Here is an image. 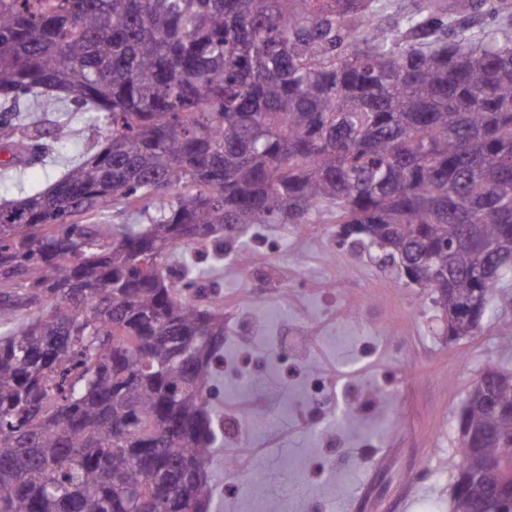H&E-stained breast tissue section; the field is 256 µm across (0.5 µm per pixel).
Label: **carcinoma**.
I'll list each match as a JSON object with an SVG mask.
<instances>
[{
  "label": "carcinoma",
  "mask_w": 512,
  "mask_h": 512,
  "mask_svg": "<svg viewBox=\"0 0 512 512\" xmlns=\"http://www.w3.org/2000/svg\"><path fill=\"white\" fill-rule=\"evenodd\" d=\"M0 0V97L103 117L59 178L0 205V512H207L222 447L221 298L178 249L326 208L336 244L423 288L448 335L512 334V0L448 36L455 0ZM393 16L384 24L383 18ZM0 119L16 162L67 122ZM142 204L117 227L85 217ZM452 512L512 477V372L458 418ZM482 482L485 483L489 492H500L507 486L501 479L500 459L498 457L488 458L483 466V471L479 474Z\"/></svg>",
  "instance_id": "carcinoma-1"
}]
</instances>
